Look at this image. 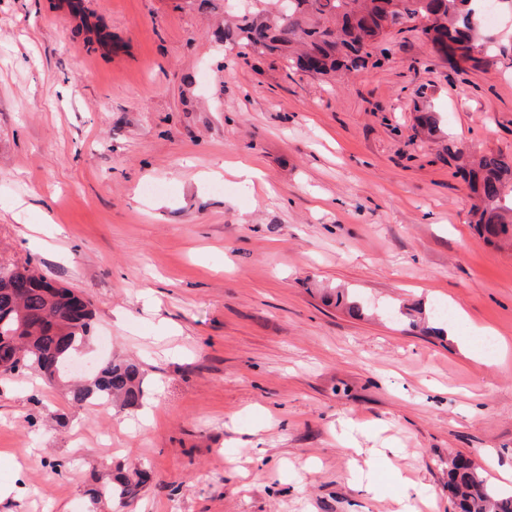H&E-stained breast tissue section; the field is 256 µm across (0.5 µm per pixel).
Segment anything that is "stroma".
<instances>
[{
	"mask_svg": "<svg viewBox=\"0 0 512 512\" xmlns=\"http://www.w3.org/2000/svg\"><path fill=\"white\" fill-rule=\"evenodd\" d=\"M225 5L0 0V264L89 299L85 364L147 388L123 410L0 378V512H455V455L512 488V249L416 127L512 157V0L480 67L408 22L333 86L214 41ZM443 306L465 337L411 329ZM119 471L139 497L93 499Z\"/></svg>",
	"mask_w": 512,
	"mask_h": 512,
	"instance_id": "stroma-1",
	"label": "stroma"
}]
</instances>
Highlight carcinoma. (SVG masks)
Listing matches in <instances>:
<instances>
[{"mask_svg":"<svg viewBox=\"0 0 512 512\" xmlns=\"http://www.w3.org/2000/svg\"><path fill=\"white\" fill-rule=\"evenodd\" d=\"M484 0H275L266 15H243L223 34L234 37L260 55L276 56L289 69L334 77L346 71L376 68L388 59L383 38L386 23L419 21L432 42L445 45L453 36L474 55L471 66L483 64V45L477 32L475 4ZM456 173L468 184L475 203L480 236L488 243L512 245V161L501 153H485L472 160L463 149L448 150ZM31 264L0 266V354L20 355L13 374L37 372L43 383L59 380L46 363L60 364L92 339V311L81 312L70 302L55 298L46 277L29 275ZM72 403H117L126 409L143 405L144 371L127 358L104 363L93 381L69 385ZM142 478L119 472L112 483L96 492L99 498L127 502L134 499ZM448 490L458 512H512V493L489 483L469 460L448 459Z\"/></svg>","mask_w":512,"mask_h":512,"instance_id":"1","label":"carcinoma"}]
</instances>
